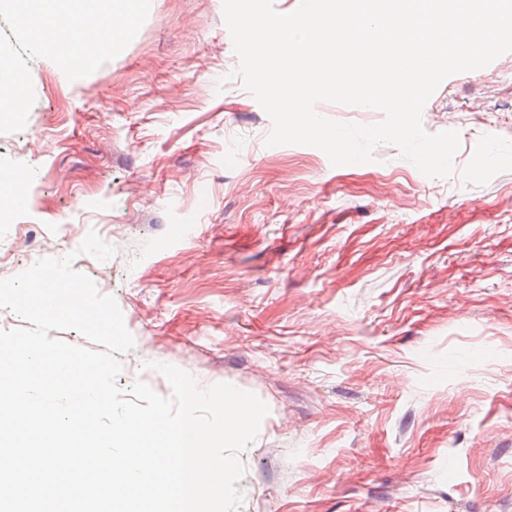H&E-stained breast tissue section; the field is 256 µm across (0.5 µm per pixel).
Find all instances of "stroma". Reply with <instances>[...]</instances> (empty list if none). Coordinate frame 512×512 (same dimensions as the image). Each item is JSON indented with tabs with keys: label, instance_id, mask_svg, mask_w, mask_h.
<instances>
[{
	"label": "stroma",
	"instance_id": "1",
	"mask_svg": "<svg viewBox=\"0 0 512 512\" xmlns=\"http://www.w3.org/2000/svg\"><path fill=\"white\" fill-rule=\"evenodd\" d=\"M238 65L223 0H151L74 82L30 60L0 279L75 254L135 338L122 390L171 396L158 362L263 401L240 512H512V52L425 104L460 135L446 178L266 146ZM92 231L109 260L78 254Z\"/></svg>",
	"mask_w": 512,
	"mask_h": 512
}]
</instances>
